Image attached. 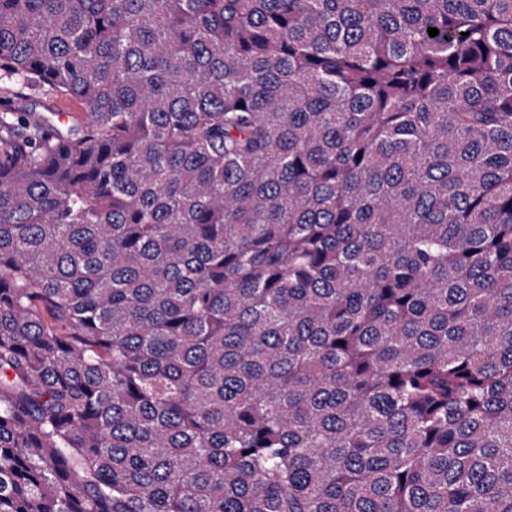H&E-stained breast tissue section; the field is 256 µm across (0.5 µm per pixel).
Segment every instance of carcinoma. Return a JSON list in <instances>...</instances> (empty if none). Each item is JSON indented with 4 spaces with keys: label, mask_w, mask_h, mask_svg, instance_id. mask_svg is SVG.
I'll return each instance as SVG.
<instances>
[{
    "label": "carcinoma",
    "mask_w": 512,
    "mask_h": 512,
    "mask_svg": "<svg viewBox=\"0 0 512 512\" xmlns=\"http://www.w3.org/2000/svg\"><path fill=\"white\" fill-rule=\"evenodd\" d=\"M0 512H512V0H0Z\"/></svg>",
    "instance_id": "cac0c4a2"
}]
</instances>
